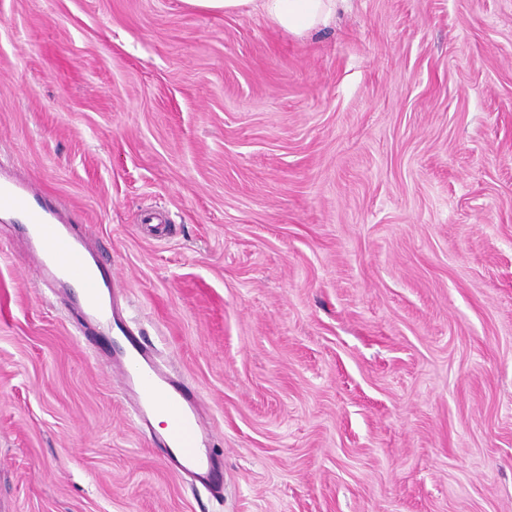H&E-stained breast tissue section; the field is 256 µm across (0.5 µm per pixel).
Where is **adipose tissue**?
<instances>
[{"mask_svg": "<svg viewBox=\"0 0 512 512\" xmlns=\"http://www.w3.org/2000/svg\"><path fill=\"white\" fill-rule=\"evenodd\" d=\"M186 4L227 15L261 10L275 26L299 35L329 24L344 0H185Z\"/></svg>", "mask_w": 512, "mask_h": 512, "instance_id": "obj_1", "label": "adipose tissue"}]
</instances>
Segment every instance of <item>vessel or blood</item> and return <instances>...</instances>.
<instances>
[{
    "instance_id": "b4317fda",
    "label": "vessel or blood",
    "mask_w": 512,
    "mask_h": 512,
    "mask_svg": "<svg viewBox=\"0 0 512 512\" xmlns=\"http://www.w3.org/2000/svg\"><path fill=\"white\" fill-rule=\"evenodd\" d=\"M39 191L30 180L0 181V212L23 217L28 257L42 277L76 283L84 315L96 328H111L115 311L106 297L115 288V279L105 261L91 255L83 239L41 203ZM112 372L121 381L134 423L148 426L155 417H166L164 431L155 440L166 464L193 473L204 483H221V463L210 448L199 402L158 362L151 342L142 336L129 338L113 359Z\"/></svg>"
}]
</instances>
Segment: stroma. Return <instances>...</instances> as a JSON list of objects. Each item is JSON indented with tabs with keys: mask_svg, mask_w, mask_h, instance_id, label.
I'll return each instance as SVG.
<instances>
[{
	"mask_svg": "<svg viewBox=\"0 0 512 512\" xmlns=\"http://www.w3.org/2000/svg\"><path fill=\"white\" fill-rule=\"evenodd\" d=\"M0 172L110 257L224 466L167 467L0 213V512H512V0L301 36L0 0Z\"/></svg>",
	"mask_w": 512,
	"mask_h": 512,
	"instance_id": "35a3bbf8",
	"label": "stroma"
}]
</instances>
